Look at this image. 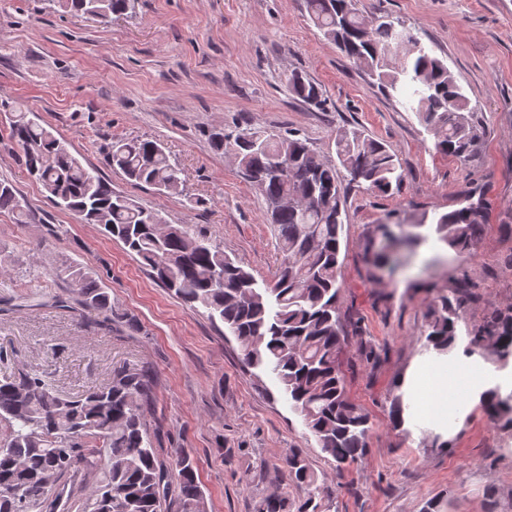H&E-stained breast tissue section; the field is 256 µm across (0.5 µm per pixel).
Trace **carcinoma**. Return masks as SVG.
<instances>
[{
  "label": "carcinoma",
  "instance_id": "1",
  "mask_svg": "<svg viewBox=\"0 0 512 512\" xmlns=\"http://www.w3.org/2000/svg\"><path fill=\"white\" fill-rule=\"evenodd\" d=\"M67 12L92 15L104 23L127 17L135 0H47ZM312 23L379 87L416 114L434 137V149L462 165L473 161L483 135L469 99L444 61L433 55L400 22L368 17L355 0H305ZM288 91L322 106L319 87L298 72L287 77ZM9 137L21 165L48 197L84 224H98L148 266L163 288L233 336L248 368L270 374L294 413L330 456L336 470L361 460L371 426L368 414L348 395L342 370L346 347L339 315L345 235V186L392 195L406 179L397 155L358 128L336 134V159L320 155L308 139L291 132L268 133L251 126L212 134L218 151L234 155L244 178L262 195L277 231L280 263L272 284L262 287L238 260L183 224H167L134 199L112 190V182L84 166L52 131L30 118L22 103L2 104ZM288 160L281 173L275 166ZM107 163L135 185L176 193L181 171L161 145L149 139L118 140ZM0 212L27 224L30 213L13 184L0 179ZM487 223L482 200L465 196L458 207L433 222L438 241L459 255L478 246ZM427 235L413 233L372 252L371 264L385 269L397 244L409 252ZM75 304L110 321L132 322L112 307L111 288L81 263L65 266ZM472 284L457 279L448 293L434 297L424 330V347L448 355L460 347L458 324ZM463 353L492 349L496 361H512V309L498 310L466 332ZM153 401V381L143 369L122 367L108 381L76 395H64L37 371L0 376V512H58L60 483L66 476L104 472L92 487L88 512H166L177 490V512H206V497L193 457L177 452L159 459L145 413ZM503 428H512V394L485 407ZM302 499L269 494L256 512H328L319 496V476L300 448L282 459Z\"/></svg>",
  "mask_w": 512,
  "mask_h": 512
}]
</instances>
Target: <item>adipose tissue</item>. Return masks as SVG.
Returning <instances> with one entry per match:
<instances>
[{
    "mask_svg": "<svg viewBox=\"0 0 512 512\" xmlns=\"http://www.w3.org/2000/svg\"><path fill=\"white\" fill-rule=\"evenodd\" d=\"M476 361L461 359L452 366L431 365L411 376L409 385L423 386L428 394L427 413L436 421L447 419L459 387L469 386Z\"/></svg>",
    "mask_w": 512,
    "mask_h": 512,
    "instance_id": "obj_1",
    "label": "adipose tissue"
}]
</instances>
